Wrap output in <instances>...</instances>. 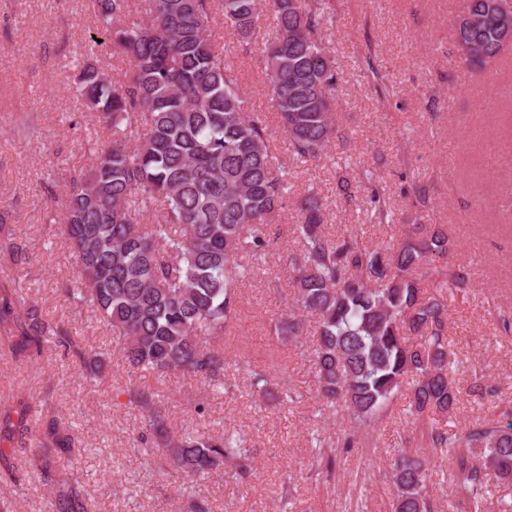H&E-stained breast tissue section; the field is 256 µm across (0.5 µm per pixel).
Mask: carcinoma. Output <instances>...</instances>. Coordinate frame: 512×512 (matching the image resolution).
<instances>
[{
	"label": "carcinoma",
	"instance_id": "carcinoma-1",
	"mask_svg": "<svg viewBox=\"0 0 512 512\" xmlns=\"http://www.w3.org/2000/svg\"><path fill=\"white\" fill-rule=\"evenodd\" d=\"M91 3L112 56L128 61L129 71L114 82L92 58L75 59L73 94L112 130V141L89 145L88 173L66 185L61 225L76 267L67 292L123 338L131 367L210 385L224 376V352L213 343L237 317L238 289L250 273L243 260L265 258L263 229L288 185L286 167L273 162L272 132L248 111L231 50L213 49L210 24L219 14L239 46L261 44L268 96L291 159L306 163L321 158L338 133L329 92L340 77L318 38L328 0H144L140 18L128 0ZM265 11L274 24L269 38L257 25ZM506 16L512 18L508 0H465L453 27L456 42L475 47L467 67L480 72L500 54ZM158 206L161 220L144 222ZM298 210L299 249L286 256L293 303L274 331L295 340L304 315L318 318L310 356L323 405L346 412L352 425L343 446L381 419L409 377L412 416L452 415L458 388L450 377L447 305L422 296L420 276L448 275L454 287L466 285L465 270L448 272L455 241L442 227L418 224L396 246H372L354 233L332 237L326 203L313 192ZM365 215L378 228L396 222L385 189L372 188ZM9 310L20 332L15 354L55 343L84 355L75 336L29 307L23 286L14 289ZM253 381L265 395L290 398L285 381L273 383L261 371ZM126 394L128 404L146 411L141 442L173 449V466L186 475H207L231 460L240 475L250 472L240 434L187 428L176 437L152 408V394L137 387ZM502 416L456 433L437 426L428 433L431 447L447 449L454 484L474 512L487 472L512 483V410ZM60 425L48 422L41 447L70 448ZM428 480L421 460L398 454L391 512H437Z\"/></svg>",
	"mask_w": 512,
	"mask_h": 512
}]
</instances>
